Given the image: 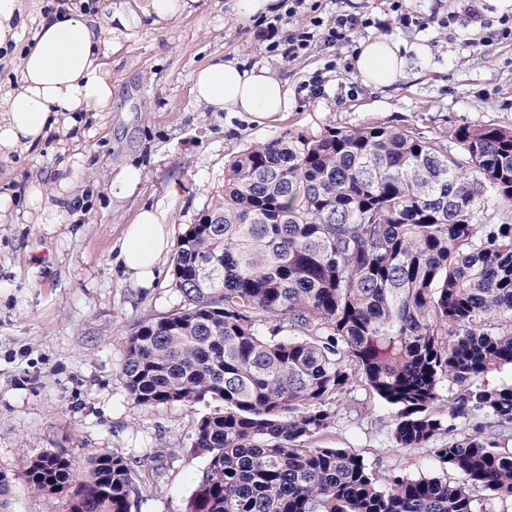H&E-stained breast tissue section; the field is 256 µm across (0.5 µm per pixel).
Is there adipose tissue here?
<instances>
[{"instance_id": "1", "label": "adipose tissue", "mask_w": 512, "mask_h": 512, "mask_svg": "<svg viewBox=\"0 0 512 512\" xmlns=\"http://www.w3.org/2000/svg\"><path fill=\"white\" fill-rule=\"evenodd\" d=\"M194 2L113 0L100 13L67 6L43 17L32 43L24 46L20 36L31 20L27 0H0V49L12 48L18 55L14 81L0 83V158L41 147L54 133L67 136L81 126V113L110 111L112 75L107 58L120 50L121 38L140 17L152 18L157 25L170 22L192 13ZM107 31L112 32L113 43L105 42ZM351 66L364 85L388 88L406 74L407 49L387 36L363 40ZM191 92L207 110L245 115L258 123L292 106L287 81L270 67L242 57L198 69ZM171 245L166 212L145 205L126 227L117 263L124 274L147 286Z\"/></svg>"}]
</instances>
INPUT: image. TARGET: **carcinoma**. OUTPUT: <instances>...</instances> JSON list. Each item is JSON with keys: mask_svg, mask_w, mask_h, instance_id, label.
<instances>
[{"mask_svg": "<svg viewBox=\"0 0 512 512\" xmlns=\"http://www.w3.org/2000/svg\"><path fill=\"white\" fill-rule=\"evenodd\" d=\"M183 298L126 341L141 408H220L194 423L206 456L187 512H491L512 504V128H331L243 150L224 192L177 241ZM362 383L394 409L390 437L457 472L380 480L350 448L317 444ZM476 419L451 436L436 415ZM30 457L49 512H131L151 458Z\"/></svg>", "mask_w": 512, "mask_h": 512, "instance_id": "cac0c4a2", "label": "carcinoma"}]
</instances>
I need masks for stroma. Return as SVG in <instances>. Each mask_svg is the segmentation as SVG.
Masks as SVG:
<instances>
[{
  "label": "stroma",
  "mask_w": 512,
  "mask_h": 512,
  "mask_svg": "<svg viewBox=\"0 0 512 512\" xmlns=\"http://www.w3.org/2000/svg\"><path fill=\"white\" fill-rule=\"evenodd\" d=\"M332 21L355 13L372 24L336 48L321 41L297 57L271 50L240 23L230 0H196L191 15L168 24L142 21L134 38L111 54L112 109L87 117L68 152L46 141L39 150L0 160V193L14 211L0 220V512H47L22 480L29 457L87 452L130 460L159 455L152 490L134 497L131 512H186L206 464L190 450L194 422L213 411L180 406L141 409L121 374L125 342L139 324L181 307L164 254L151 286L115 263L127 224L145 205L168 216L172 239L224 189V172L244 149L274 139L320 135L330 127L414 128L436 135L464 124L512 127V39L493 33L512 0H483L485 26L470 22L465 0H306ZM414 17L401 24L400 13ZM410 49L405 78L376 90L348 64L357 43L380 37V23ZM246 57L275 68L293 92L290 111L261 123L211 112L191 93L193 72L215 57ZM83 154L81 169L69 167ZM143 167L135 194L118 198L112 181L120 165ZM74 200L58 195L61 173ZM44 186L60 217L37 224L23 192ZM392 410L366 387L341 399L338 423L322 445L350 448L381 473H427L424 455L397 447L389 436Z\"/></svg>",
  "instance_id": "1"
}]
</instances>
